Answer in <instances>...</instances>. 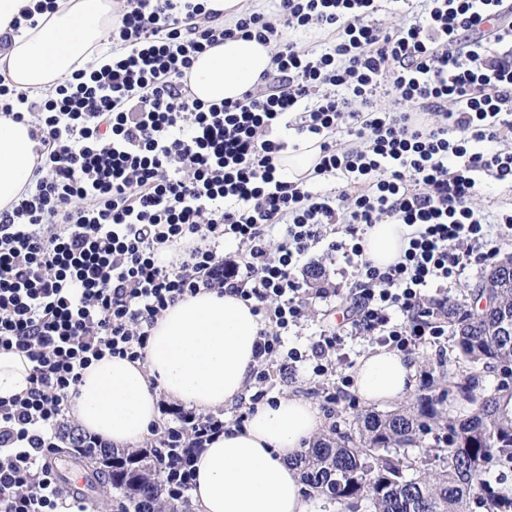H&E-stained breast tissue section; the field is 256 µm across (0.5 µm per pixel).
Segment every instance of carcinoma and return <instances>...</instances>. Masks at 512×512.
<instances>
[{"instance_id": "cac0c4a2", "label": "carcinoma", "mask_w": 512, "mask_h": 512, "mask_svg": "<svg viewBox=\"0 0 512 512\" xmlns=\"http://www.w3.org/2000/svg\"><path fill=\"white\" fill-rule=\"evenodd\" d=\"M448 327L455 359L465 373L445 377V364L422 375L414 401L395 411H367L356 430L316 436L293 462L313 493L336 512H512V494L488 478L491 469L512 471V416L501 402L512 385L475 391L476 368L492 361L512 377V255L494 263L472 291V303L448 300ZM446 432V439L410 457L422 437ZM440 461L429 471L425 465ZM161 455L127 449L92 455L96 482L111 487L117 512H185L168 502L158 475ZM414 470L418 475L407 476Z\"/></svg>"}]
</instances>
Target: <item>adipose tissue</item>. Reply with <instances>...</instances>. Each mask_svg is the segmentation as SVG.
<instances>
[{
    "mask_svg": "<svg viewBox=\"0 0 512 512\" xmlns=\"http://www.w3.org/2000/svg\"><path fill=\"white\" fill-rule=\"evenodd\" d=\"M36 2L0 0V34L11 35L0 62L15 86L47 96L74 66L111 62L101 47L112 0H56L54 11L11 30L13 19ZM272 67L269 46L231 38L198 56L191 89L204 101L235 100ZM36 146L28 124L0 117V210L10 208L30 183ZM318 155L316 139H307L300 149L278 154L276 172L296 181ZM405 247L398 224L374 225L365 239L367 256L381 267L395 263ZM260 328L251 303L237 296L203 291L184 297L154 324L144 360L108 355L83 372L70 400L74 417L88 434L124 447L155 428L160 398L200 411L223 408L247 386ZM413 385L408 360L384 348L362 357L354 371L353 390L367 405L401 400ZM320 426L317 410L300 397L287 394L257 406L243 427H229L196 457L192 494L198 512H310L290 462Z\"/></svg>",
    "mask_w": 512,
    "mask_h": 512,
    "instance_id": "adipose-tissue-1",
    "label": "adipose tissue"
}]
</instances>
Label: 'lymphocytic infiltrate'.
I'll return each mask as SVG.
<instances>
[{"instance_id":"lymphocytic-infiltrate-1","label":"lymphocytic infiltrate","mask_w":512,"mask_h":512,"mask_svg":"<svg viewBox=\"0 0 512 512\" xmlns=\"http://www.w3.org/2000/svg\"><path fill=\"white\" fill-rule=\"evenodd\" d=\"M415 1L419 13L384 29L374 18L388 0H278L274 14L243 11L231 27L204 0H122L110 64L74 70L46 99L0 71V115L30 123L40 143L33 181L0 211V351L31 364L29 389L0 400V512H89L49 462L67 403L92 361L143 360L180 298L217 289L251 303L262 323L252 404L271 370L308 362L335 374L336 330L307 352L284 345L307 313L301 260L330 226L343 232L331 250L355 268L354 333L403 354L447 336L448 284L497 256L496 232H512V210L490 223L471 205L480 175L512 183V151L478 148L512 130V0H402ZM309 29L332 42L297 51L289 31ZM235 37L273 47L272 69L239 99L196 98L197 56ZM291 123L319 141L300 182L273 164ZM336 176L337 194L311 190ZM385 223L410 233L400 260L379 267L363 235ZM228 240L238 249L226 257ZM224 427L183 410L169 428L189 463L177 500Z\"/></svg>"}]
</instances>
